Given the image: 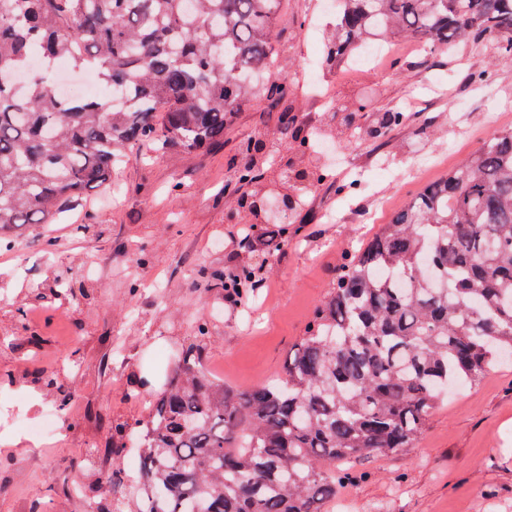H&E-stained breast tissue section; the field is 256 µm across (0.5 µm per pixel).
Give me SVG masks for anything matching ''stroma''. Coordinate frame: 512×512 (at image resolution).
Masks as SVG:
<instances>
[{
    "label": "stroma",
    "mask_w": 512,
    "mask_h": 512,
    "mask_svg": "<svg viewBox=\"0 0 512 512\" xmlns=\"http://www.w3.org/2000/svg\"><path fill=\"white\" fill-rule=\"evenodd\" d=\"M325 0H286L276 44L279 77L291 80L299 117L333 122L321 92L335 105L374 88L378 110L403 108L434 118L428 140L415 126L393 132L383 163L390 179L371 178L351 195L322 187L299 211L304 226L267 270L268 287L224 309L207 273L230 259L228 208L237 198L234 164L243 140L272 129L267 99L243 110L223 143L206 152L171 150L151 162L129 154L112 188L65 209L57 221L16 229L13 249L0 250V512H131L132 471L107 455L113 420L146 417L148 397H127L137 377L163 385L181 348L193 342L199 314L209 320L207 373L234 388L282 375L288 352L329 290L328 271L384 223L423 185L446 174L512 123V62L493 41L465 40L423 66L421 56L336 76L324 66L325 40L336 13ZM315 67L319 88L307 82ZM486 71L492 91L468 79ZM85 292L80 304L53 293L57 281ZM40 370L55 385L31 386ZM77 391L67 428L31 444L25 423L64 391ZM366 479L341 487L330 512H512V362L479 385L466 386L430 420L413 448L363 466ZM100 484L102 495L76 483Z\"/></svg>",
    "instance_id": "1"
}]
</instances>
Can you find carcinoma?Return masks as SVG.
Listing matches in <instances>:
<instances>
[{
    "mask_svg": "<svg viewBox=\"0 0 512 512\" xmlns=\"http://www.w3.org/2000/svg\"><path fill=\"white\" fill-rule=\"evenodd\" d=\"M281 0H0V246L9 230L50 224L65 204L111 182L127 153L157 143L188 154L224 141L259 93L280 105L274 66ZM326 60L335 66L376 37L405 36L438 56L455 40H493L512 60V0H339ZM93 72L105 98L64 99L60 61ZM370 104L343 113L336 134L288 108L264 139L240 146L235 179L256 196L282 165L277 141L309 168L293 210L328 180L318 142L377 150L432 118ZM246 262L216 286L250 284ZM209 329L182 350L146 419L117 423L113 455L139 439L134 512H328L336 487L366 477L374 455L414 447L449 392L512 359V126L448 174L412 193L347 256L289 351L284 377L232 389L204 369Z\"/></svg>",
    "mask_w": 512,
    "mask_h": 512,
    "instance_id": "obj_1",
    "label": "carcinoma"
}]
</instances>
